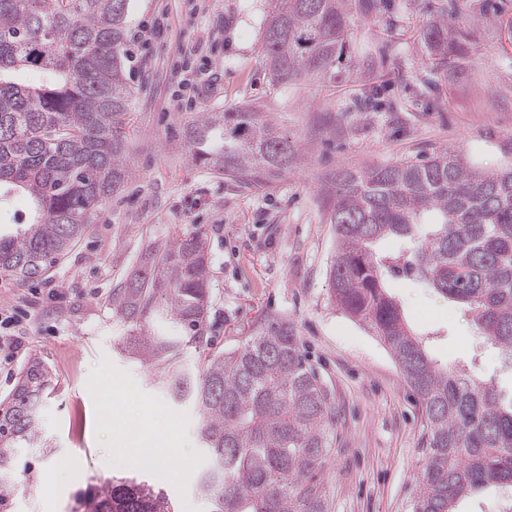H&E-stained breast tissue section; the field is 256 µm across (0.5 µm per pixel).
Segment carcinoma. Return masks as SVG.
Returning a JSON list of instances; mask_svg holds the SVG:
<instances>
[{
	"mask_svg": "<svg viewBox=\"0 0 512 512\" xmlns=\"http://www.w3.org/2000/svg\"><path fill=\"white\" fill-rule=\"evenodd\" d=\"M127 9L128 0H0V204L17 192L31 203L24 230L0 232L1 274L41 277L128 178ZM347 14L346 0H272L262 57L274 81L328 73L346 49ZM426 38L442 59L456 40L444 22ZM186 138L196 160L245 189L281 177L296 157L254 105L208 112ZM326 182L336 190L326 210L336 233L330 298L385 344L422 405L425 457L412 512H457L480 490L512 489V401L435 363L388 286L402 272L460 304L512 367V166L484 172L443 149L421 162L339 169ZM387 239L399 247L384 254L376 246ZM209 304L202 231L147 254L112 292L122 320L174 325L168 334L125 336L120 347L159 370L172 401L199 408L209 458L200 492L212 512H329L316 477L332 448L335 412L295 329L266 319L242 346L190 369L181 359L186 346L203 343ZM50 387L48 367L34 357L0 402V509L16 489L15 450L41 441ZM80 506L169 512L164 493L135 478L103 480Z\"/></svg>",
	"mask_w": 512,
	"mask_h": 512,
	"instance_id": "obj_1",
	"label": "carcinoma"
}]
</instances>
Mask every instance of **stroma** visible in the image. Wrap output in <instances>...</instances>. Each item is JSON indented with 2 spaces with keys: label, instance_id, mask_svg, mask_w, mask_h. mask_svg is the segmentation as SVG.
Wrapping results in <instances>:
<instances>
[{
  "label": "stroma",
  "instance_id": "1",
  "mask_svg": "<svg viewBox=\"0 0 512 512\" xmlns=\"http://www.w3.org/2000/svg\"><path fill=\"white\" fill-rule=\"evenodd\" d=\"M165 15L164 37L125 42L134 94L124 126L130 175L96 211L89 232L46 274L18 283L0 274V307L21 312L0 350V400L28 359L52 368L57 388L41 411V448L21 449L10 512H80L99 480L134 477L163 490L170 512H210L198 480L208 463L193 403L173 402L157 370L119 349L136 328L112 310L115 288L149 252L204 229L211 299L208 351L241 346L260 321L292 323L336 412L320 473L330 512H411L423 460L424 416L384 343L335 308L329 271L336 233L324 182L339 168L417 161L440 149L483 170L512 166V0H353L340 63L328 75L280 84L262 62L270 0H129L127 33ZM454 28L458 51L439 62L425 32ZM207 41L220 60L209 76L184 50ZM198 73L196 107L178 109L172 72ZM252 104L298 147L288 173L251 191L195 162L185 131L202 113ZM410 326L430 332L441 364L468 365L512 397V370L456 304L417 282L393 281ZM174 433H166L167 422ZM174 449L161 480L132 447Z\"/></svg>",
  "mask_w": 512,
  "mask_h": 512
}]
</instances>
